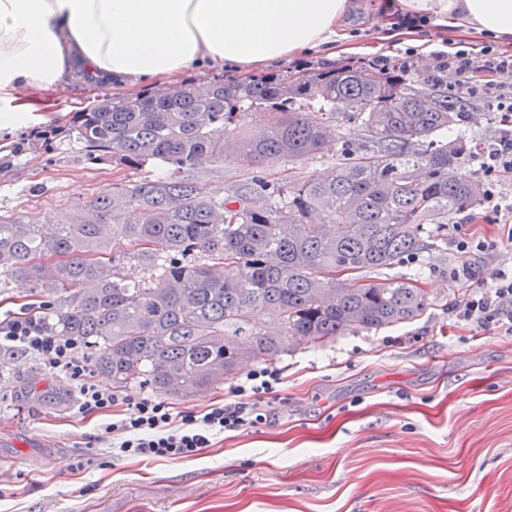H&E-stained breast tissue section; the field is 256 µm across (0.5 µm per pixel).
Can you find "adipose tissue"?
<instances>
[{
  "label": "adipose tissue",
  "instance_id": "1",
  "mask_svg": "<svg viewBox=\"0 0 512 512\" xmlns=\"http://www.w3.org/2000/svg\"><path fill=\"white\" fill-rule=\"evenodd\" d=\"M407 11L512 41V0H401ZM348 0H0V127L76 71L135 90L207 64L250 74L346 45Z\"/></svg>",
  "mask_w": 512,
  "mask_h": 512
}]
</instances>
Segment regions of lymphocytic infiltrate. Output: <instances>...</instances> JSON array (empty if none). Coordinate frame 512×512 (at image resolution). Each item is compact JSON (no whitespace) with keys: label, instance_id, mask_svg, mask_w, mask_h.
Listing matches in <instances>:
<instances>
[{"label":"lymphocytic infiltrate","instance_id":"1","mask_svg":"<svg viewBox=\"0 0 512 512\" xmlns=\"http://www.w3.org/2000/svg\"><path fill=\"white\" fill-rule=\"evenodd\" d=\"M435 71L448 75L450 95L462 94L481 101L490 110L512 112V53L485 49L481 58L469 52H439ZM485 173L483 198L493 213L512 218V196L501 189L500 178L512 173V131L506 130L487 147L482 156ZM459 320L487 327L498 324L512 332V268L501 269L491 287L481 289L454 308ZM78 340L60 335L44 310L33 304L0 317V349L38 358L52 374L62 373L79 383V411L99 414L123 407L121 418L104 427L105 434L120 435V449L148 459H187L210 447L213 435L236 432L270 419L268 395L281 382L269 368L249 371L223 403L202 412L173 414L163 401L134 400L104 391L92 380L87 363L77 358Z\"/></svg>","mask_w":512,"mask_h":512}]
</instances>
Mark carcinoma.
<instances>
[{"label":"carcinoma","mask_w":512,"mask_h":512,"mask_svg":"<svg viewBox=\"0 0 512 512\" xmlns=\"http://www.w3.org/2000/svg\"><path fill=\"white\" fill-rule=\"evenodd\" d=\"M410 74L397 62L188 82L178 98L103 96L70 128L86 159L165 173L113 183L83 224L0 214V281L58 296L62 335L115 388L170 394L220 386L294 337L323 345L416 319L430 306L418 281L360 274L438 246L455 215L476 210L460 160L481 146L463 133L440 140L465 102L448 99L444 74ZM338 114L359 142L322 175H255L226 198L199 178L230 158L311 159ZM130 262L144 271L136 282L122 275Z\"/></svg>","instance_id":"carcinoma-1"}]
</instances>
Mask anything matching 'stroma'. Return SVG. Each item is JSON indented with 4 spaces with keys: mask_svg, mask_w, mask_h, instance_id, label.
Listing matches in <instances>:
<instances>
[{
    "mask_svg": "<svg viewBox=\"0 0 512 512\" xmlns=\"http://www.w3.org/2000/svg\"><path fill=\"white\" fill-rule=\"evenodd\" d=\"M348 26L360 52L314 51L273 63L260 77L404 57L423 71L433 60L406 41L408 31L438 52L476 53L489 43L474 31L422 23L398 0H357ZM105 93L100 83L73 78L66 90L41 93L45 108L26 126L0 129V214L77 224L112 183L158 175L150 164L89 163L69 135L76 113ZM511 122L471 101L447 136L464 131L485 146ZM341 151L333 139L312 159L266 171L304 179L330 170ZM255 169L238 158L199 177L221 198ZM471 229L495 249L465 257L449 240L396 267L427 288L431 304L422 316L323 346L298 342L257 360L282 377L270 397L271 422L217 434L195 458L122 453L120 437H103L104 417L79 413L75 381L0 350V457L11 464L0 479V512H512V333L450 312L490 285L495 268L512 265V231L484 208ZM229 391L225 384L168 396L133 384L126 393L166 401L178 413L205 410Z\"/></svg>",
    "mask_w": 512,
    "mask_h": 512,
    "instance_id": "stroma-1",
    "label": "stroma"
}]
</instances>
